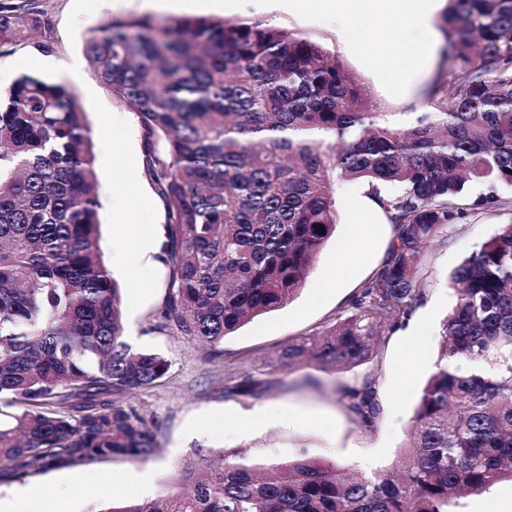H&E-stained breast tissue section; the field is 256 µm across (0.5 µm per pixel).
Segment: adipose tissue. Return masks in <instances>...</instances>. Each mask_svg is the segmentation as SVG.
Masks as SVG:
<instances>
[{
	"label": "adipose tissue",
	"instance_id": "ef3b65f1",
	"mask_svg": "<svg viewBox=\"0 0 512 512\" xmlns=\"http://www.w3.org/2000/svg\"><path fill=\"white\" fill-rule=\"evenodd\" d=\"M310 8L334 15L340 22H347L353 8L359 7L376 15L379 19L403 20L410 28L413 38L409 43L417 56L426 57L431 47L429 19L436 0H418L413 12H406L404 0H307ZM118 221L112 226V239L117 247L112 251V260L117 265L135 261L141 267L154 264L161 246L158 230L151 225L134 226L125 221L126 205L119 202L113 205Z\"/></svg>",
	"mask_w": 512,
	"mask_h": 512
}]
</instances>
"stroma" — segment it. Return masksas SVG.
<instances>
[{"mask_svg": "<svg viewBox=\"0 0 512 512\" xmlns=\"http://www.w3.org/2000/svg\"><path fill=\"white\" fill-rule=\"evenodd\" d=\"M48 22L52 52L28 43L10 55L0 56V91L8 89L23 73L60 80L71 86L93 131L95 172L100 185V247L104 259L112 257V195L120 187L145 185L141 167L129 166L128 155H142L139 125L116 126L111 118L120 103L90 74L84 63L86 40L106 21L140 14V0H41ZM184 17L229 21L263 20L298 31L337 52L345 68L368 89L382 112L426 111L425 91L441 61L433 54L417 79H410L396 49L385 55L371 51V40L403 43V36L375 27L365 13L354 14L349 31H342L334 17L307 9L306 0H247L245 6L221 11L209 0H193ZM336 201L337 226L324 244L298 295L285 307L258 317L225 337L220 354L189 342L179 332L159 328L158 308L165 293L168 269L157 263L143 272L126 267L114 271L123 286L125 333L131 346L162 354L170 364L167 379L158 386L126 395L132 405L155 424L160 453L151 461L114 458L66 469L32 468L18 479L0 484V500L11 498L23 485H35L41 498L32 512H47L51 501L66 503L70 512H94L101 503L131 492L126 480L146 475L142 499H154L170 482L177 466L198 449L237 448L254 462L285 460L308 452L326 462L343 461L356 470L389 468L407 442L408 429L421 389L438 357V333L454 297L445 277L461 264L477 244L512 224V187L496 189L502 204L494 210H478L455 225L444 243L427 253L420 276L428 285V297L405 325L387 336L376 360L330 376L312 368L283 374L282 387L260 399L224 394L227 372L266 376L268 361L299 337L325 330L335 323L362 283L382 265L393 241V226L358 181L334 178L330 184ZM367 227L369 239L362 259L336 287L325 282L339 248L347 246L352 225ZM145 284L143 292L129 289L134 278ZM378 379L381 414L373 428L354 422L334 390L336 383L354 384L367 374ZM270 417L254 430L241 419L257 409Z\"/></svg>", "mask_w": 512, "mask_h": 512, "instance_id": "35a3bbf8", "label": "stroma"}]
</instances>
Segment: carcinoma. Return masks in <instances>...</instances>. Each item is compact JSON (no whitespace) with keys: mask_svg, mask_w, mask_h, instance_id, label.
Returning a JSON list of instances; mask_svg holds the SVG:
<instances>
[{"mask_svg":"<svg viewBox=\"0 0 512 512\" xmlns=\"http://www.w3.org/2000/svg\"><path fill=\"white\" fill-rule=\"evenodd\" d=\"M38 0H0V55L46 28ZM426 112H380L336 53L265 21L114 19L85 42L92 76L136 115L143 175L165 210L161 325L213 350L287 305L336 231L330 175L359 180L394 226L383 265L329 330L276 367L333 375L379 355L426 298L437 239L512 186V0H448ZM92 131L73 90L32 74L0 95V482L151 459L153 428L121 399L162 380L159 353L124 340L120 288L100 250ZM488 192L468 197L469 184ZM455 305L390 472L357 475L306 452L254 464L199 451L155 500L104 512H459L512 481V224L450 275ZM228 375L224 394L282 384ZM372 427L377 378L336 388Z\"/></svg>","mask_w":512,"mask_h":512,"instance_id":"1","label":"carcinoma"}]
</instances>
